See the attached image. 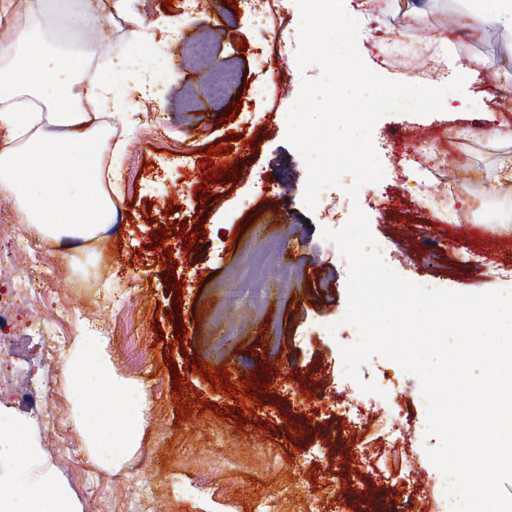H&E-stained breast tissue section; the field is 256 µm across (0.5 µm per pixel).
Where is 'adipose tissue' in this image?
Instances as JSON below:
<instances>
[{"label": "adipose tissue", "instance_id": "obj_1", "mask_svg": "<svg viewBox=\"0 0 512 512\" xmlns=\"http://www.w3.org/2000/svg\"><path fill=\"white\" fill-rule=\"evenodd\" d=\"M133 0H26V23L0 45V196L13 200L20 224L42 237L92 242L111 224L117 179H104V154L119 156L112 118L131 111L136 98L161 95L151 73L127 68L113 55L85 79L92 51L56 47L40 25L66 20L70 34L85 31L99 10L131 16ZM304 26L328 19L332 26L370 20L349 0H299ZM477 58L457 60L448 81L390 91L388 107L464 112L474 101L470 86L480 73ZM76 427L98 464L118 468L139 445L140 414L127 407L128 390L112 373L103 336L80 331L64 366ZM0 512H81L70 487L46 468L29 418L0 405Z\"/></svg>", "mask_w": 512, "mask_h": 512}]
</instances>
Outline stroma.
<instances>
[{"instance_id":"35a3bbf8","label":"stroma","mask_w":512,"mask_h":512,"mask_svg":"<svg viewBox=\"0 0 512 512\" xmlns=\"http://www.w3.org/2000/svg\"><path fill=\"white\" fill-rule=\"evenodd\" d=\"M374 15L368 29L347 26L343 38L371 64L377 87L422 85L446 73L444 59L479 57L485 67L475 92L488 109L454 119L441 112H398L373 128L383 160L381 182L350 198L340 186L323 190L315 209L302 201L305 166L288 143L285 118L302 77L295 53L300 13L293 0H135L137 23L106 20L109 37L94 42L97 61L141 39L158 18L185 17L179 40L156 36L136 58L158 67L163 100H139L131 115L112 119V140L123 145L118 176L121 199L112 232L97 243L33 260L41 236L17 221L14 203L0 197V299L8 301L11 350L0 353V378L26 376L46 387L42 408L17 405L35 419L45 461L78 497L82 512H255L258 500L278 501L281 512H376L385 502L401 512L412 496L416 512H448L447 477L427 452L439 444L423 427L420 382L396 363L373 357L363 380L367 394L344 373L341 348L358 339L344 323L346 258L321 229L343 228L354 208L369 219L373 238L389 243L387 260L411 282L480 293L512 288L500 268L512 267V99L499 94L494 74L512 62V35L479 27L475 37L444 34L460 0H429L416 18L395 0H352ZM414 45L417 55L387 62L386 35ZM450 132L466 138L452 147L453 164L422 166L424 136ZM229 146L238 181L207 179L201 151ZM207 183L208 200L196 187ZM456 192H449V184ZM434 196L435 209H414L417 194ZM184 227L177 237L175 227ZM168 229L156 249L154 233ZM481 253L486 264L461 271V252ZM183 284L181 301L166 287L168 266ZM102 329L115 376L130 400L145 398L140 445L120 470L99 466L75 426L63 366L85 324ZM334 327L324 335L323 324ZM185 336H178V327ZM230 372L232 385L266 375L248 425L222 421L217 410L233 398L212 391L191 370L192 358ZM185 374L174 394L173 371ZM192 411L178 420L182 398ZM357 405L362 429L341 420L345 403Z\"/></svg>"}]
</instances>
